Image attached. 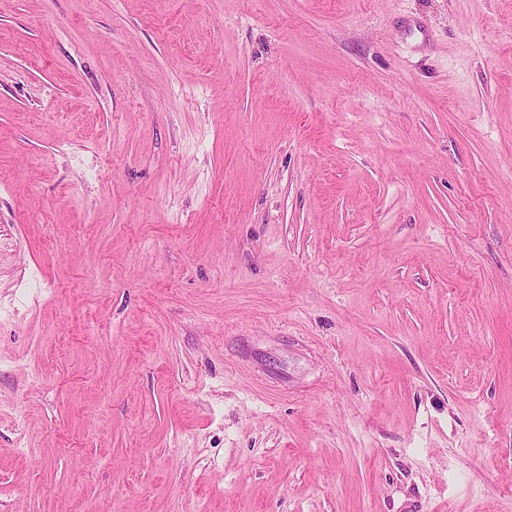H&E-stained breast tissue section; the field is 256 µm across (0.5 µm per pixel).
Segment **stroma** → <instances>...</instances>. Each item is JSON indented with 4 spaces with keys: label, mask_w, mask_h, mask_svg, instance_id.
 Instances as JSON below:
<instances>
[{
    "label": "stroma",
    "mask_w": 512,
    "mask_h": 512,
    "mask_svg": "<svg viewBox=\"0 0 512 512\" xmlns=\"http://www.w3.org/2000/svg\"><path fill=\"white\" fill-rule=\"evenodd\" d=\"M512 503V0H0V512Z\"/></svg>",
    "instance_id": "1"
}]
</instances>
